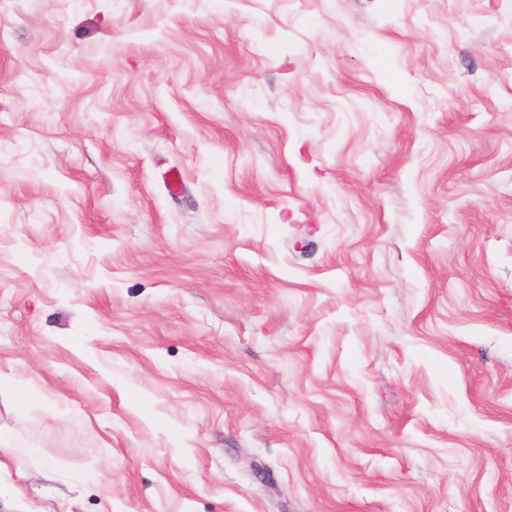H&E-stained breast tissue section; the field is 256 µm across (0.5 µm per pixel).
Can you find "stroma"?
<instances>
[{
    "instance_id": "stroma-1",
    "label": "stroma",
    "mask_w": 512,
    "mask_h": 512,
    "mask_svg": "<svg viewBox=\"0 0 512 512\" xmlns=\"http://www.w3.org/2000/svg\"><path fill=\"white\" fill-rule=\"evenodd\" d=\"M0 375V512H512V0H0Z\"/></svg>"
}]
</instances>
